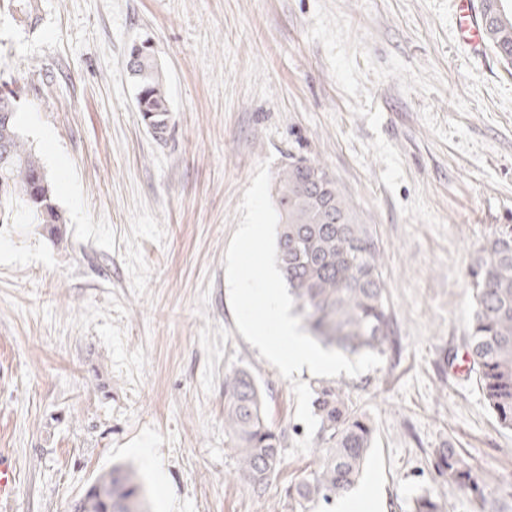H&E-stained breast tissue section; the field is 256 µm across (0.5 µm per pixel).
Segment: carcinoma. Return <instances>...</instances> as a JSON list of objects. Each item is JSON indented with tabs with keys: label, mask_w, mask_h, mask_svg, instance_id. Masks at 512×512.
<instances>
[{
	"label": "carcinoma",
	"mask_w": 512,
	"mask_h": 512,
	"mask_svg": "<svg viewBox=\"0 0 512 512\" xmlns=\"http://www.w3.org/2000/svg\"><path fill=\"white\" fill-rule=\"evenodd\" d=\"M7 2L18 21H37V0ZM481 11L488 46L512 67V17L501 0H481ZM129 74L136 110L154 137L163 139L172 109L154 50L144 49ZM20 94L19 87L8 91L11 108L0 115V221L13 213L6 205L17 202L37 223L58 232L66 220L54 203L48 174L21 133ZM274 206L277 261L311 336L325 348L349 354L385 352L393 332L381 253L336 180L320 162L290 155L278 177ZM467 276L473 290L468 355L497 423L512 430V224L497 226L471 258ZM311 405L318 421V463L290 493L301 508L349 493L363 475L374 439L369 418L353 406L342 384L318 385ZM224 434L239 455L237 477L261 488L281 464L283 434L268 424L265 390L244 368L224 374ZM435 469L449 483L477 494L478 512H486L481 486L492 476L475 473L448 444L435 452ZM68 512H146L142 486L132 469L114 465L71 502ZM412 512H443V507L424 494L414 500Z\"/></svg>",
	"instance_id": "1"
}]
</instances>
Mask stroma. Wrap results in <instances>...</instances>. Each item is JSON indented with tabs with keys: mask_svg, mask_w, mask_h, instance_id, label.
Wrapping results in <instances>:
<instances>
[{
	"mask_svg": "<svg viewBox=\"0 0 512 512\" xmlns=\"http://www.w3.org/2000/svg\"><path fill=\"white\" fill-rule=\"evenodd\" d=\"M0 13V79L48 172L62 238L26 209L0 224V448L18 475L0 512H67L131 465L148 512H297L316 466L291 383L239 332L225 251L262 161L319 160L382 254L397 336L379 368L339 375L374 445L384 512L428 493L476 512L433 468L451 443L512 471L465 348L467 266L512 224V72L457 32L456 0H38ZM150 40L172 107L165 139L134 102L128 47ZM260 381L280 469L238 480L224 374Z\"/></svg>",
	"mask_w": 512,
	"mask_h": 512,
	"instance_id": "1",
	"label": "stroma"
}]
</instances>
